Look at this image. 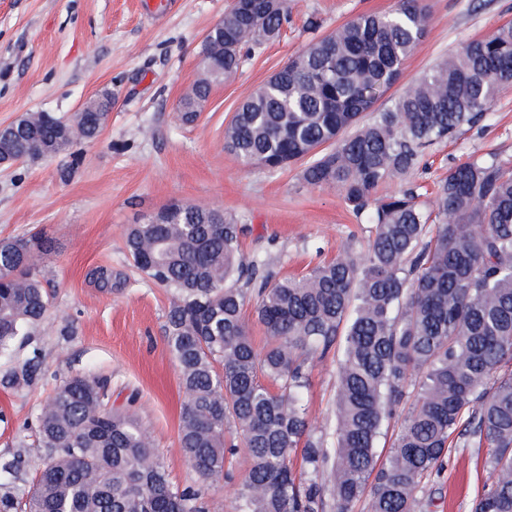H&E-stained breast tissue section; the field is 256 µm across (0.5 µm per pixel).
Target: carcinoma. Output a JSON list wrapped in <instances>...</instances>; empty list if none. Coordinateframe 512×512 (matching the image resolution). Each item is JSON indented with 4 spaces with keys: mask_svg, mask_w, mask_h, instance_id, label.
<instances>
[{
    "mask_svg": "<svg viewBox=\"0 0 512 512\" xmlns=\"http://www.w3.org/2000/svg\"><path fill=\"white\" fill-rule=\"evenodd\" d=\"M289 15V0H233L205 38L203 76L178 103L182 121L194 122L213 83L277 38ZM427 25L420 0L357 16L290 59L224 131L244 162L280 169L304 160L307 185H332L368 213L365 251L276 280L243 263V226L214 206L175 203L163 220L127 228L133 266L172 297L165 343L189 395L178 443L197 484L173 486L137 416L112 411L107 382L75 375L37 412L35 482L20 487L22 452L0 457V512H210L208 490L239 447L250 464L235 512H351L362 498L368 512H430L427 486L452 448L487 449L494 480L470 512H512V164L493 155L452 166L427 202L412 188L373 197L414 172L427 149L486 121L512 85V25L462 43L376 109ZM111 107L104 93L69 123L93 142ZM73 145L49 112L0 133V155L15 162ZM46 251L42 236L0 239V357L48 310L38 268ZM249 304L267 335L261 348L244 317ZM333 350L330 442L312 427L302 393L314 362ZM39 375L34 356L8 379L24 386ZM403 403L408 413L379 465V430Z\"/></svg>",
    "mask_w": 512,
    "mask_h": 512,
    "instance_id": "carcinoma-1",
    "label": "carcinoma"
}]
</instances>
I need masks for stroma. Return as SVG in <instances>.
Segmentation results:
<instances>
[{
    "label": "stroma",
    "instance_id": "stroma-1",
    "mask_svg": "<svg viewBox=\"0 0 512 512\" xmlns=\"http://www.w3.org/2000/svg\"><path fill=\"white\" fill-rule=\"evenodd\" d=\"M151 0H0V128L23 114L70 115L111 91L114 103L99 138L70 154L0 168V238L43 233L39 261L53 294L43 322L0 359V456L23 450L25 480L40 454L25 423L69 377L85 373L108 382L114 407H133L151 432L171 482L196 480L178 446L183 393L165 345L170 305L165 289L132 272L124 233L174 202L205 203L240 217L244 262L264 264L275 278L300 276L347 248L362 250L371 226L333 187L313 188L301 164L280 170L248 165L224 148V129L242 101L326 34L357 15L386 14L399 0H290L280 37L262 45L231 78L214 86L195 122L176 106L201 74V48L230 0H173L154 14ZM425 37L397 83L406 88L460 43L512 24V0H425ZM320 27L312 31L308 18ZM512 161V87L483 126L460 130L430 148L403 184L432 191L449 167L489 155ZM123 277L121 291L100 289L95 270ZM38 357L37 384L3 381L12 362ZM336 361L309 374V419L325 438L336 428ZM493 476L473 448H455L435 483L431 512H469L471 499Z\"/></svg>",
    "mask_w": 512,
    "mask_h": 512
}]
</instances>
